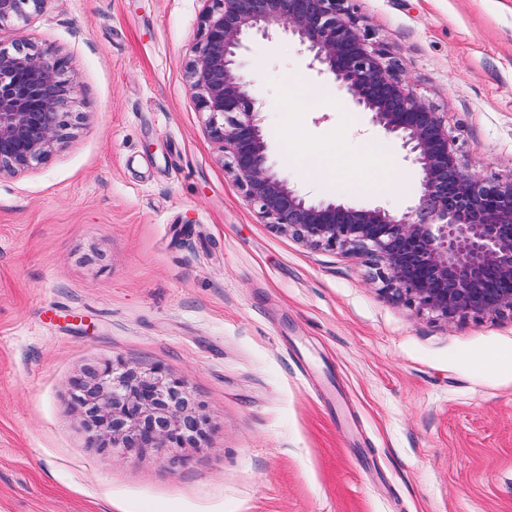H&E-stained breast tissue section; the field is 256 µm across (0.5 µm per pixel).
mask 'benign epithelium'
<instances>
[{
	"instance_id": "7a95c632",
	"label": "benign epithelium",
	"mask_w": 512,
	"mask_h": 512,
	"mask_svg": "<svg viewBox=\"0 0 512 512\" xmlns=\"http://www.w3.org/2000/svg\"><path fill=\"white\" fill-rule=\"evenodd\" d=\"M44 2L0 0V24ZM210 2L190 87L262 217L314 246L375 257L384 290L440 320L512 315V174L486 178L462 164L442 113L418 99L386 50L366 38L349 0ZM276 27L419 168L422 192L407 213L310 202L268 164L266 133L238 57L249 35L268 37ZM66 69L62 58L0 51V172L25 170L57 144L67 125ZM94 393L97 419L84 424L103 446L168 454L201 447L205 406L164 368L107 362L87 374L74 399Z\"/></svg>"
}]
</instances>
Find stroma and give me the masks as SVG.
Returning <instances> with one entry per match:
<instances>
[{"label":"stroma","mask_w":512,"mask_h":512,"mask_svg":"<svg viewBox=\"0 0 512 512\" xmlns=\"http://www.w3.org/2000/svg\"><path fill=\"white\" fill-rule=\"evenodd\" d=\"M463 164L512 173V0H352ZM204 0H45L0 49L68 62L69 126L0 174V512H512V316L445 322L374 258L265 222L189 89ZM240 75L295 189L402 215L404 151L279 33ZM342 161L332 182L307 168ZM123 360L209 413L177 455L98 451L70 382Z\"/></svg>","instance_id":"35a3bbf8"}]
</instances>
